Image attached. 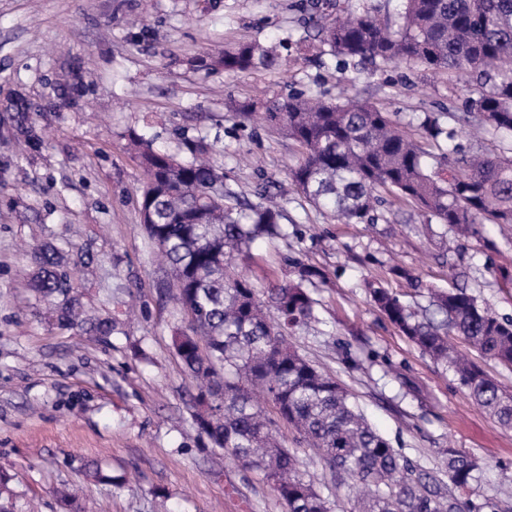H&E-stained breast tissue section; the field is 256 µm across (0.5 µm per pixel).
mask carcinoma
<instances>
[{
    "label": "carcinoma",
    "mask_w": 512,
    "mask_h": 512,
    "mask_svg": "<svg viewBox=\"0 0 512 512\" xmlns=\"http://www.w3.org/2000/svg\"><path fill=\"white\" fill-rule=\"evenodd\" d=\"M401 25L391 28L367 9L322 25L331 54L380 67L406 63L434 72L466 75L481 88L473 110L498 116L493 131L512 140V0H403ZM233 74L276 70V46L244 41L224 46L213 61ZM265 118L301 149L292 179L307 202L349 223L372 220L382 194L406 200L438 224L476 236L486 224L512 226V143L500 149L458 152L456 130L441 115H426L413 135L383 108L352 96L326 101L304 93L265 103ZM194 159L137 146L146 175L140 195L145 233L164 259L175 298L192 315L191 333L173 336V348L205 390L195 403L211 404L200 433L277 493L284 512H334L329 498L300 468L265 417L255 391L272 402L336 475L337 485L362 490L358 512H512V487L482 499L467 494L481 464L446 448L444 469L428 471L393 448L348 391L288 343L299 329L319 322L306 284L318 270L297 264L298 280L264 296L236 272V256L258 238L280 237L281 207L247 203L226 188L224 173L196 156L212 146L186 141ZM458 154L443 169L429 162ZM35 288L61 299L62 319L73 324L72 283L54 249L36 255ZM374 306L422 353L450 368L469 396L502 427L512 429V391L462 354V339L482 357L512 367V318L499 316L466 288L434 289L417 309L373 283Z\"/></svg>",
    "instance_id": "obj_1"
}]
</instances>
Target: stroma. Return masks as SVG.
<instances>
[{
    "label": "stroma",
    "instance_id": "stroma-1",
    "mask_svg": "<svg viewBox=\"0 0 512 512\" xmlns=\"http://www.w3.org/2000/svg\"><path fill=\"white\" fill-rule=\"evenodd\" d=\"M0 0V505L8 512H282L271 486L200 437L197 393L172 337L188 318L164 289L140 222L142 136L184 153L214 144L224 182L252 197L268 183L287 238H261L238 264L263 289L295 279L293 261L318 267L320 319L293 336L334 375L393 447L428 470L456 448L483 472L482 496L512 481V430L380 314L365 281L418 307L432 288L461 284L512 317V227L454 238L411 203L387 198L374 223L347 224L308 204L291 170L295 142L227 101L306 92L355 96L416 131L427 113L458 117L467 145L474 87L444 73L392 63L372 69L323 51L313 15L344 19L376 8L398 26L400 0ZM259 40L288 57L284 70L229 74L199 66L229 43ZM51 246L89 313L114 321L97 336L63 327L60 309L30 285L35 251ZM296 448L316 488L349 512L318 455ZM97 462L106 475L89 477Z\"/></svg>",
    "mask_w": 512,
    "mask_h": 512
}]
</instances>
